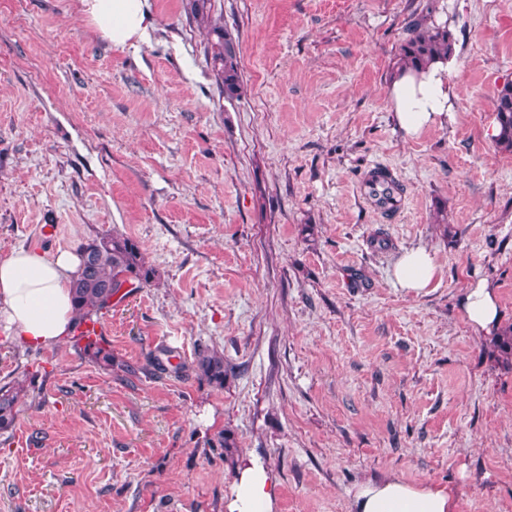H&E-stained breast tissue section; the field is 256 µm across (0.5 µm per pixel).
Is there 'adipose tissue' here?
Masks as SVG:
<instances>
[{
    "instance_id": "1",
    "label": "adipose tissue",
    "mask_w": 512,
    "mask_h": 512,
    "mask_svg": "<svg viewBox=\"0 0 512 512\" xmlns=\"http://www.w3.org/2000/svg\"><path fill=\"white\" fill-rule=\"evenodd\" d=\"M81 19L112 47L125 48L141 41L155 19L148 0H79ZM455 57L433 61L425 69L404 68L389 84L388 98L395 122L408 139L427 128L444 126L453 117L458 88L448 80ZM81 263L78 254L60 251L53 256L16 250L0 260V321L25 346L61 344L74 323L70 285ZM437 264L426 250L404 254L394 271L399 287L415 292L430 286ZM471 329L497 336L501 309L494 288L480 282L467 288L461 301ZM276 481L255 460L241 461L228 512H274ZM453 494L435 485H414L396 475L357 486L350 512H456Z\"/></svg>"
}]
</instances>
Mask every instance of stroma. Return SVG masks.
I'll list each match as a JSON object with an SVG mask.
<instances>
[{"label":"stroma","instance_id":"obj_1","mask_svg":"<svg viewBox=\"0 0 512 512\" xmlns=\"http://www.w3.org/2000/svg\"><path fill=\"white\" fill-rule=\"evenodd\" d=\"M149 5L154 28L121 49L78 0H0V260L115 231L159 274L100 319L133 376L0 323V386L26 388L0 434V512H228L240 459L275 474L276 512H350L388 473L448 487L457 512H512V370L461 310L484 281L512 323V154L483 136L512 81V0H217L233 100L186 0ZM429 5L459 97L408 139L388 85ZM378 165L403 187L389 215L359 193ZM415 248L439 268L419 293L393 275ZM204 348L223 389L145 369ZM225 428L230 463L206 445Z\"/></svg>","mask_w":512,"mask_h":512}]
</instances>
